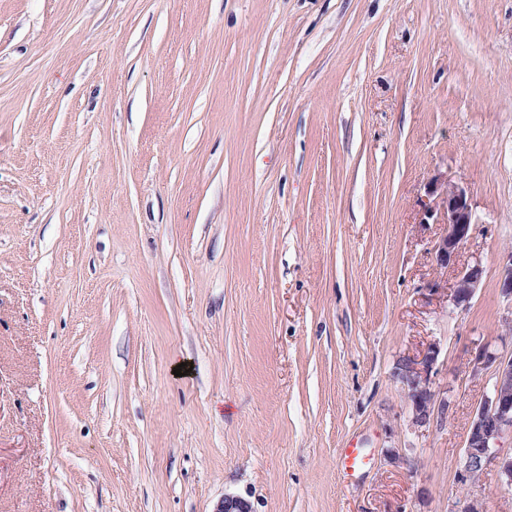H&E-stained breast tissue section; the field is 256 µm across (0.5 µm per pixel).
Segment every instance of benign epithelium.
I'll use <instances>...</instances> for the list:
<instances>
[{
    "label": "benign epithelium",
    "mask_w": 512,
    "mask_h": 512,
    "mask_svg": "<svg viewBox=\"0 0 512 512\" xmlns=\"http://www.w3.org/2000/svg\"><path fill=\"white\" fill-rule=\"evenodd\" d=\"M430 194L439 198L442 226L432 242V252L437 268L446 270L455 265L460 250L476 233L472 196L468 187L440 175L432 179ZM483 277L484 269L478 262L462 267L455 274L449 300L456 306L467 305ZM498 286L505 297L512 299L511 250L500 262ZM439 354L438 344L432 343L417 355L399 359L394 372L406 395L412 425L417 428L434 424L448 412V398L435 390L432 381ZM469 368L475 376L490 371L492 389L476 407L466 433L461 478L472 482L493 466L501 482L512 486V453L497 451L502 439L512 437V355L504 357L481 348ZM214 512H252V507L244 498L228 494Z\"/></svg>",
    "instance_id": "obj_1"
}]
</instances>
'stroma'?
<instances>
[{
	"mask_svg": "<svg viewBox=\"0 0 512 512\" xmlns=\"http://www.w3.org/2000/svg\"><path fill=\"white\" fill-rule=\"evenodd\" d=\"M510 249L512 0H0V512H512L458 479ZM430 342L416 433L392 371ZM429 194L439 198L441 222L438 224L443 226L432 242V252L437 268L448 270L476 233L472 196L468 187L440 175L432 179ZM483 277L484 269L479 262L462 267L455 274L449 300L455 306H466L479 288Z\"/></svg>",
	"mask_w": 512,
	"mask_h": 512,
	"instance_id": "stroma-1",
	"label": "stroma"
}]
</instances>
